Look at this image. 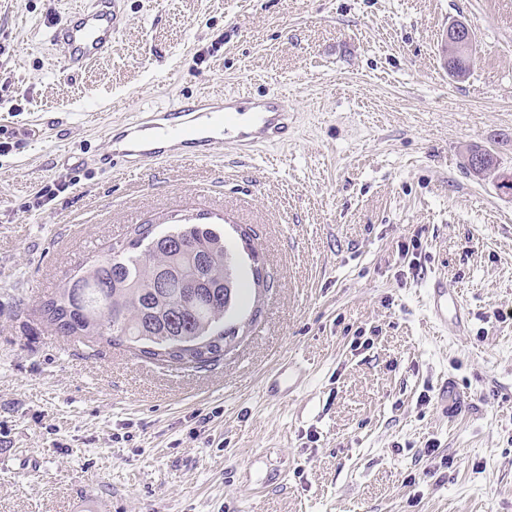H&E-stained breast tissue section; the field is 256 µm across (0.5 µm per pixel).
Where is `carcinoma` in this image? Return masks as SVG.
<instances>
[{
	"label": "carcinoma",
	"mask_w": 512,
	"mask_h": 512,
	"mask_svg": "<svg viewBox=\"0 0 512 512\" xmlns=\"http://www.w3.org/2000/svg\"><path fill=\"white\" fill-rule=\"evenodd\" d=\"M472 56L448 50V71L468 77ZM237 299L233 257L206 224L155 232L135 224L104 256L40 306L41 321L61 336H105L141 345L158 363L201 368L221 357L224 316Z\"/></svg>",
	"instance_id": "carcinoma-1"
}]
</instances>
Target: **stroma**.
I'll return each mask as SVG.
<instances>
[{
	"mask_svg": "<svg viewBox=\"0 0 512 512\" xmlns=\"http://www.w3.org/2000/svg\"><path fill=\"white\" fill-rule=\"evenodd\" d=\"M89 2L0 0V512H512V197L462 166L471 144L512 166V0H125L75 72L49 36ZM232 90L288 95L287 143L95 166L114 124ZM200 213L240 286L218 365L41 324L131 225ZM434 277L464 332L432 320ZM285 360L307 383L267 401ZM447 47V44L442 39V54L443 59L445 55V49ZM448 71L451 73V75L454 77H465V79L469 76L471 72V63H472V56L460 53L457 50H451L448 45Z\"/></svg>",
	"mask_w": 512,
	"mask_h": 512,
	"instance_id": "1",
	"label": "stroma"
}]
</instances>
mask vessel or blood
Masks as SVG:
<instances>
[{
	"label": "vessel or blood",
	"instance_id": "b4317fda",
	"mask_svg": "<svg viewBox=\"0 0 512 512\" xmlns=\"http://www.w3.org/2000/svg\"><path fill=\"white\" fill-rule=\"evenodd\" d=\"M126 24L122 0H96L78 18L55 28L51 40L63 46L67 67L78 70L110 48ZM295 119L292 102L278 92L258 99L244 91H230L218 106L203 95L188 109L159 108L113 132L101 164L109 171L176 157L211 158L228 147L248 158L261 146L283 142ZM428 300L431 315L441 328L461 332L463 305L443 280L431 281ZM306 380L302 365L286 360L266 377L263 393L267 400L277 401L301 389Z\"/></svg>",
	"mask_w": 512,
	"mask_h": 512
}]
</instances>
